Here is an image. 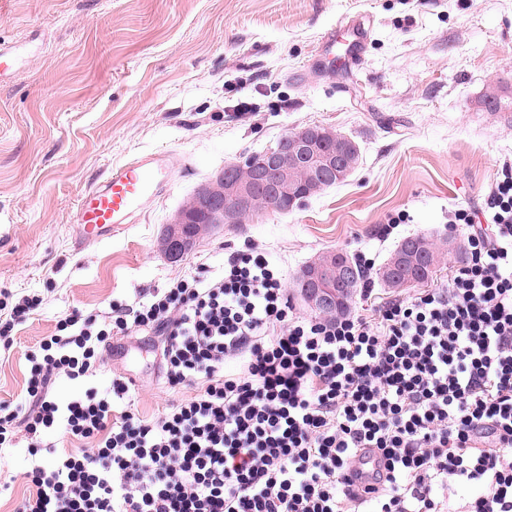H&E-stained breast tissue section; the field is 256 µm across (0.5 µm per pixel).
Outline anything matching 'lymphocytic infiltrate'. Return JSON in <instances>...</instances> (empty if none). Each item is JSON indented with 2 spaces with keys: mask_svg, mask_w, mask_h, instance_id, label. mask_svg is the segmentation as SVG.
<instances>
[{
  "mask_svg": "<svg viewBox=\"0 0 512 512\" xmlns=\"http://www.w3.org/2000/svg\"><path fill=\"white\" fill-rule=\"evenodd\" d=\"M467 257L447 288L375 317L296 315L254 245L103 314L75 311L32 353L27 402L0 403V447L32 440L19 512H512V168L481 211L457 209ZM159 337L171 390L144 418L136 388L88 380L114 337ZM86 383L58 398L59 378ZM64 429L76 453L44 445ZM356 481H349V471Z\"/></svg>",
  "mask_w": 512,
  "mask_h": 512,
  "instance_id": "1",
  "label": "lymphocytic infiltrate"
}]
</instances>
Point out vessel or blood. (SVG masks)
<instances>
[{"label":"vessel or blood","mask_w":512,"mask_h":512,"mask_svg":"<svg viewBox=\"0 0 512 512\" xmlns=\"http://www.w3.org/2000/svg\"><path fill=\"white\" fill-rule=\"evenodd\" d=\"M172 166L162 155H144L111 169L102 185L83 192L73 220L80 232L77 247L112 239L131 217L145 208L159 185L168 181Z\"/></svg>","instance_id":"1"}]
</instances>
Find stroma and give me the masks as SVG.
<instances>
[{
  "instance_id": "stroma-1",
  "label": "stroma",
  "mask_w": 512,
  "mask_h": 512,
  "mask_svg": "<svg viewBox=\"0 0 512 512\" xmlns=\"http://www.w3.org/2000/svg\"><path fill=\"white\" fill-rule=\"evenodd\" d=\"M0 39L19 56L0 80V293L41 301L0 352V401H25L27 357L60 317L221 267L226 248L254 242L291 277L326 251L383 265L412 233L466 245L449 212L480 208L512 163V109L483 104L512 96V0H0ZM313 125L358 144L344 182L163 254L165 224L202 185ZM163 152L171 181L125 231L76 248L80 195ZM153 342L124 339L91 380L131 378L147 417L193 393L167 388ZM28 444L0 451V512L33 493Z\"/></svg>"
}]
</instances>
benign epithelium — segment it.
Listing matches in <instances>:
<instances>
[{
	"instance_id": "obj_1",
	"label": "benign epithelium",
	"mask_w": 512,
	"mask_h": 512,
	"mask_svg": "<svg viewBox=\"0 0 512 512\" xmlns=\"http://www.w3.org/2000/svg\"><path fill=\"white\" fill-rule=\"evenodd\" d=\"M350 148L341 140L325 138L320 130L306 127L293 135L284 137L277 148L271 150L259 162L245 160L224 168L218 176L198 190L199 202L204 212V221H191L187 212L181 210L165 226L163 248L172 258L188 249L213 224H238L244 209L261 190L271 198L288 202L293 208L305 202L316 192L321 181L331 176H342L337 159L349 161ZM310 161L320 171L319 179L308 186H299L295 181L297 169ZM433 267L436 258L421 243L405 247L400 256L384 273L391 288L400 285L399 271L411 265ZM356 278L354 268L341 254L326 255L311 261L299 285V293L307 305L316 311L340 314L336 307L337 296L354 293Z\"/></svg>"
}]
</instances>
